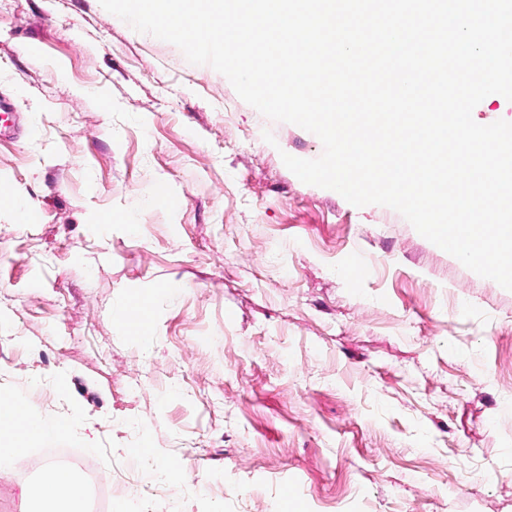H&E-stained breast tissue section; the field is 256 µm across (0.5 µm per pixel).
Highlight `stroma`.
Listing matches in <instances>:
<instances>
[{
    "label": "stroma",
    "instance_id": "35a3bbf8",
    "mask_svg": "<svg viewBox=\"0 0 512 512\" xmlns=\"http://www.w3.org/2000/svg\"><path fill=\"white\" fill-rule=\"evenodd\" d=\"M1 95L0 399L73 420L43 447L143 512H512V291L100 0H0Z\"/></svg>",
    "mask_w": 512,
    "mask_h": 512
}]
</instances>
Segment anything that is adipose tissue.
Here are the masks:
<instances>
[{"label": "adipose tissue", "instance_id": "1", "mask_svg": "<svg viewBox=\"0 0 512 512\" xmlns=\"http://www.w3.org/2000/svg\"><path fill=\"white\" fill-rule=\"evenodd\" d=\"M34 433L18 436L13 428L0 422V462L13 460L19 451L28 449L37 436L44 431H53L58 435H68L69 425L50 421L42 417L34 419ZM74 480L73 472L65 467L48 464L41 471L37 481L26 487L24 495L27 500L40 505V512H88L87 493L75 491L64 493V486Z\"/></svg>", "mask_w": 512, "mask_h": 512}]
</instances>
